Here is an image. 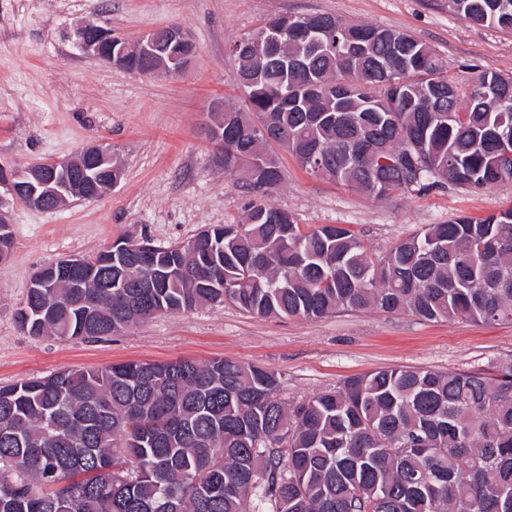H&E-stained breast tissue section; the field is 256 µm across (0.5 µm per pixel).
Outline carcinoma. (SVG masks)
<instances>
[{
  "label": "carcinoma",
  "instance_id": "cac0c4a2",
  "mask_svg": "<svg viewBox=\"0 0 512 512\" xmlns=\"http://www.w3.org/2000/svg\"><path fill=\"white\" fill-rule=\"evenodd\" d=\"M512 32V0H448ZM329 13L269 16L234 53L248 111L224 100L209 139L224 172L263 195L283 180L271 144L316 177L382 198L512 182V77L468 92L404 31ZM151 54L119 68L149 73ZM17 321L35 336L110 335L230 303L261 317L339 310L429 321L512 320V207L427 224L372 258L340 224L305 231L253 200L132 266L90 258L76 294L46 277ZM277 373L216 359L67 369L0 386V512H512V362L483 372L390 368L295 406Z\"/></svg>",
  "mask_w": 512,
  "mask_h": 512
}]
</instances>
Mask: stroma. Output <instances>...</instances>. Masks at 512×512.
Listing matches in <instances>:
<instances>
[{
    "label": "stroma",
    "instance_id": "obj_1",
    "mask_svg": "<svg viewBox=\"0 0 512 512\" xmlns=\"http://www.w3.org/2000/svg\"><path fill=\"white\" fill-rule=\"evenodd\" d=\"M313 12L407 32L463 85L485 66L512 77V33L471 23L448 0H0V160L23 169L97 141L123 171L96 200L72 198L47 211L14 205L12 251L0 262V386L71 368L224 358L279 373V397L295 405L381 368L489 372L512 361V321L448 323L378 310L264 318L226 303L157 315L101 338L20 329L16 311L45 265L96 255L117 239L167 247L244 219L252 196L235 186L206 137L210 104L245 102L231 52L241 37L268 16ZM87 20L130 41L179 24L197 53L178 75L128 72L78 48L74 31ZM279 157L284 180L267 203L305 229L347 225L376 256L423 225L512 207V183L375 199L313 177L287 152Z\"/></svg>",
    "mask_w": 512,
    "mask_h": 512
}]
</instances>
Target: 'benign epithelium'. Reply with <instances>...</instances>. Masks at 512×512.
Returning a JSON list of instances; mask_svg holds the SVG:
<instances>
[{"label":"benign epithelium","mask_w":512,"mask_h":512,"mask_svg":"<svg viewBox=\"0 0 512 512\" xmlns=\"http://www.w3.org/2000/svg\"><path fill=\"white\" fill-rule=\"evenodd\" d=\"M76 38L82 50L109 63L112 62L113 56H121L128 49V44L124 43L121 37L91 21L82 23L76 29ZM137 50L166 56L171 67L164 66L161 71L175 74L184 68L195 53L196 45L184 28L178 24H171L144 36ZM111 155L112 152L105 146L92 143L76 158L36 163L24 169L0 161V199L5 201L0 207V223L12 224V209L8 204V198L12 197L36 209L47 203L51 197H65L76 178L88 188L82 198L94 200L105 195L112 190V178L101 181L98 166L111 161ZM151 249V244L129 241L120 245L113 243L106 247L105 251L148 253Z\"/></svg>","instance_id":"obj_1"}]
</instances>
